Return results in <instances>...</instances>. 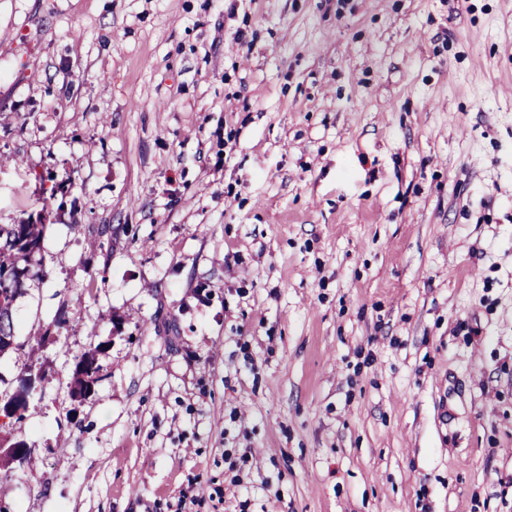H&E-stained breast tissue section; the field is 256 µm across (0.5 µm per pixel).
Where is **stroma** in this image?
<instances>
[{
	"label": "stroma",
	"instance_id": "1",
	"mask_svg": "<svg viewBox=\"0 0 512 512\" xmlns=\"http://www.w3.org/2000/svg\"><path fill=\"white\" fill-rule=\"evenodd\" d=\"M30 217L0 512H512V0H0ZM100 367L93 358L84 356L75 364L76 383L80 392H88L98 382Z\"/></svg>",
	"mask_w": 512,
	"mask_h": 512
}]
</instances>
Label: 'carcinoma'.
Instances as JSON below:
<instances>
[{
    "label": "carcinoma",
    "mask_w": 512,
    "mask_h": 512,
    "mask_svg": "<svg viewBox=\"0 0 512 512\" xmlns=\"http://www.w3.org/2000/svg\"><path fill=\"white\" fill-rule=\"evenodd\" d=\"M42 247L41 225L29 221L23 224H0V331L15 336L14 300L26 291L36 255ZM100 367L84 356L75 364L79 391L88 392L98 382Z\"/></svg>",
    "instance_id": "obj_1"
}]
</instances>
